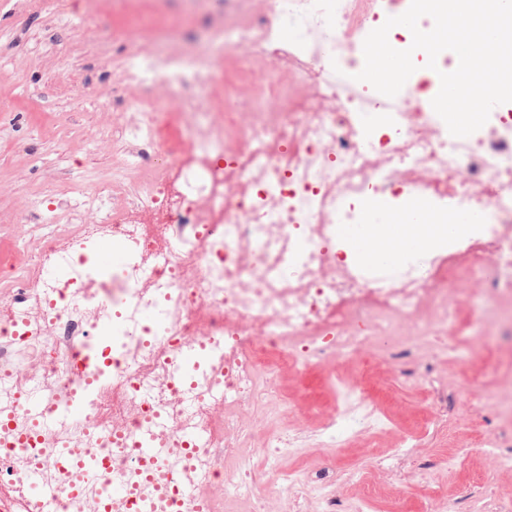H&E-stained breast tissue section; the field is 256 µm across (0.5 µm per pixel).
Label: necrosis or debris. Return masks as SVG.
Segmentation results:
<instances>
[{
	"mask_svg": "<svg viewBox=\"0 0 512 512\" xmlns=\"http://www.w3.org/2000/svg\"><path fill=\"white\" fill-rule=\"evenodd\" d=\"M394 14L392 0H266L251 21L225 22L219 47L176 56L113 29L125 50L112 176L79 195L71 235H43L0 288V512H132L107 500L104 480L79 477L63 448L103 456L155 512H271L276 501L283 512H378L410 487L417 512H462L430 457L429 436L450 427L433 382L439 366L466 361L467 336L491 326L512 341V306L497 307L512 299V113L460 139L437 113L357 80L359 47ZM228 49L244 54L232 75ZM204 85L215 96L201 109ZM161 150L176 166L158 168ZM373 196L479 222L376 275L336 235ZM104 238L128 252L108 277L90 252ZM462 280L478 284L483 321L462 318L451 290ZM415 333L431 338L428 355ZM385 336L362 380L346 378ZM78 349L91 354L88 387ZM312 369L335 378L342 405L302 418L289 378ZM402 382L433 397L395 429L383 398ZM35 401L57 426L18 444ZM504 429L511 416L454 444L449 466L478 448L511 475ZM141 432L163 451L147 479ZM319 448H364L370 462L341 474L335 459L311 462ZM34 468L55 491L46 511Z\"/></svg>",
	"mask_w": 512,
	"mask_h": 512,
	"instance_id": "1",
	"label": "necrosis or debris"
}]
</instances>
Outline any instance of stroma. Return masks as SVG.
<instances>
[{
  "instance_id": "stroma-1",
  "label": "stroma",
  "mask_w": 512,
  "mask_h": 512,
  "mask_svg": "<svg viewBox=\"0 0 512 512\" xmlns=\"http://www.w3.org/2000/svg\"><path fill=\"white\" fill-rule=\"evenodd\" d=\"M162 9L168 27L158 43L191 45L218 19L220 7L209 0L193 9L186 0H167ZM115 0H98L94 35L65 30L32 0H0V251H13L21 229L16 219L33 202L37 187L87 185L91 177L112 173V82L107 63L123 50L106 32L117 20ZM75 80L63 85L65 71ZM470 368L486 373L512 403V358L502 356L489 340L471 339ZM478 483L487 492L470 512H496L497 501L512 498V475L494 471L489 460L474 454L467 468L448 476L449 490Z\"/></svg>"
}]
</instances>
